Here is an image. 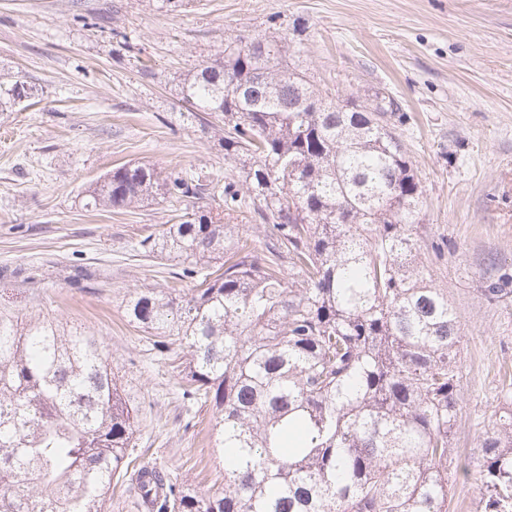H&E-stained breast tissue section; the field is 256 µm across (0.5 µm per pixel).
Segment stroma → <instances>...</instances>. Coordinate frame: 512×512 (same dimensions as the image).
Listing matches in <instances>:
<instances>
[{"label": "stroma", "mask_w": 512, "mask_h": 512, "mask_svg": "<svg viewBox=\"0 0 512 512\" xmlns=\"http://www.w3.org/2000/svg\"><path fill=\"white\" fill-rule=\"evenodd\" d=\"M295 25L291 62L317 85L399 104L393 131L427 197L416 238L428 255L448 245L429 272L460 314L453 445L473 459L499 370L512 365V296L481 292L486 278L512 275V0H190L176 11L157 0H0V67L38 89L36 104L0 120V317L100 338L134 412L135 456L201 494L224 489L211 413L181 400L182 349L155 356L122 306L182 268L139 242L185 204L89 212L83 198L128 162L223 174L222 137L188 115L178 84L225 41Z\"/></svg>", "instance_id": "obj_1"}]
</instances>
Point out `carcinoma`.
Masks as SVG:
<instances>
[{"label": "carcinoma", "instance_id": "obj_1", "mask_svg": "<svg viewBox=\"0 0 512 512\" xmlns=\"http://www.w3.org/2000/svg\"><path fill=\"white\" fill-rule=\"evenodd\" d=\"M239 40L196 64L181 101L220 124L230 177L109 170L84 206L224 198L139 245L180 258L163 289L123 304L161 352L186 350L184 400L212 406L224 492L205 496L137 463L135 419L101 343L31 318H0V512H105L112 482L142 512H450L460 411L459 315L432 283L414 237L426 203L389 123L394 98L352 111L288 63L293 40ZM24 76L0 72V116ZM250 209L263 251L224 217ZM210 269L194 288L179 285ZM478 434L473 512H512V372Z\"/></svg>", "mask_w": 512, "mask_h": 512}]
</instances>
